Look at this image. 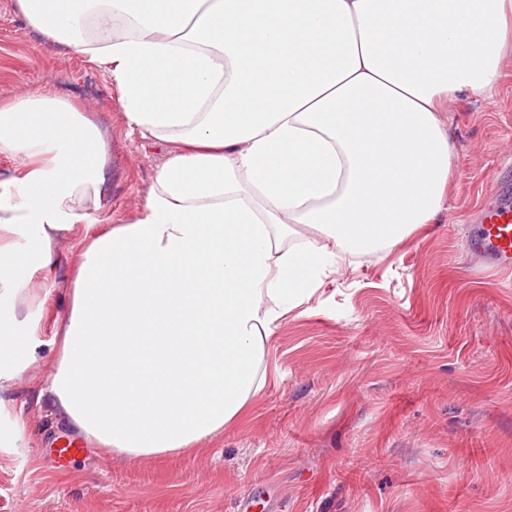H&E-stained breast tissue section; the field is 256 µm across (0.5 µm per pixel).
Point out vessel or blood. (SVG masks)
<instances>
[{
    "label": "vessel or blood",
    "mask_w": 512,
    "mask_h": 512,
    "mask_svg": "<svg viewBox=\"0 0 512 512\" xmlns=\"http://www.w3.org/2000/svg\"><path fill=\"white\" fill-rule=\"evenodd\" d=\"M475 256L489 259L494 268L512 273V197L496 195L480 209L466 243Z\"/></svg>",
    "instance_id": "obj_1"
}]
</instances>
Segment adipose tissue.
Returning <instances> with one entry per match:
<instances>
[{
    "label": "adipose tissue",
    "instance_id": "adipose-tissue-1",
    "mask_svg": "<svg viewBox=\"0 0 512 512\" xmlns=\"http://www.w3.org/2000/svg\"><path fill=\"white\" fill-rule=\"evenodd\" d=\"M105 67L129 128L169 145L131 223L86 240L39 338L58 242L108 162L72 101L0 103V386L51 358L81 435L137 460L190 453L263 390L268 339L341 253L395 248L448 200L445 114L491 99L512 0H17ZM103 29L87 35L85 26Z\"/></svg>",
    "mask_w": 512,
    "mask_h": 512
}]
</instances>
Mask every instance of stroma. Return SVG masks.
Segmentation results:
<instances>
[{
    "mask_svg": "<svg viewBox=\"0 0 512 512\" xmlns=\"http://www.w3.org/2000/svg\"><path fill=\"white\" fill-rule=\"evenodd\" d=\"M41 86L83 103L109 147L100 198L48 275L47 340L87 235L132 220L165 150L130 131L102 67L0 0V101ZM446 118L447 209L403 246L345 255L270 337L245 416L192 453L132 461L87 444L44 392L49 360L0 390V512H512V274L465 250L473 214L512 187V60L493 103ZM70 442L78 454L55 463Z\"/></svg>",
    "mask_w": 512,
    "mask_h": 512,
    "instance_id": "obj_1",
    "label": "stroma"
}]
</instances>
